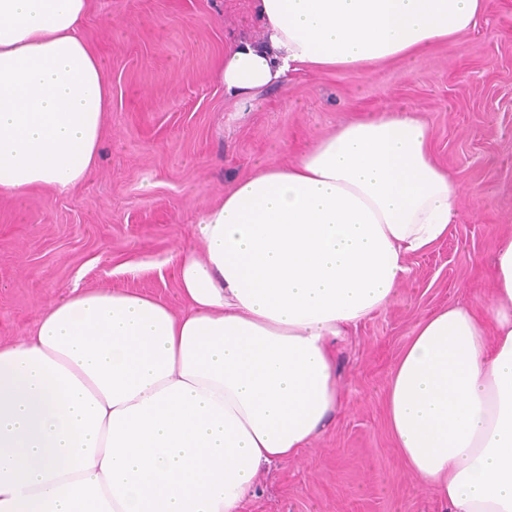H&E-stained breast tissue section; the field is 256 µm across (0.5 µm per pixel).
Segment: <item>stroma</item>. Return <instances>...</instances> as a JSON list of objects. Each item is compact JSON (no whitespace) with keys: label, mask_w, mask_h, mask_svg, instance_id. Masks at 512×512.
<instances>
[{"label":"stroma","mask_w":512,"mask_h":512,"mask_svg":"<svg viewBox=\"0 0 512 512\" xmlns=\"http://www.w3.org/2000/svg\"><path fill=\"white\" fill-rule=\"evenodd\" d=\"M262 31L253 0H90L84 35L112 87L105 138L70 193L0 197V344L76 290L146 293L181 311L174 253L197 245L201 216L256 163L289 164L353 117L413 110L464 192L458 217L409 258L389 304L337 342L334 419L262 471L240 512H443L401 461L386 388L421 318L492 299L494 251L512 232V0H486L467 34L410 62L305 74L245 105L215 72L229 45Z\"/></svg>","instance_id":"1"}]
</instances>
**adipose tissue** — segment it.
Masks as SVG:
<instances>
[{"label":"adipose tissue","mask_w":512,"mask_h":512,"mask_svg":"<svg viewBox=\"0 0 512 512\" xmlns=\"http://www.w3.org/2000/svg\"><path fill=\"white\" fill-rule=\"evenodd\" d=\"M485 0H256L227 96L304 72H371L475 27ZM88 0H0V194L68 193L95 168L111 100ZM461 190L426 124L384 109L285 166L257 164L177 251L181 313L76 292L0 346V512H239L340 405L333 345L448 235ZM489 309L418 321L388 381L406 468L447 512H512V237Z\"/></svg>","instance_id":"ef3b65f1"}]
</instances>
